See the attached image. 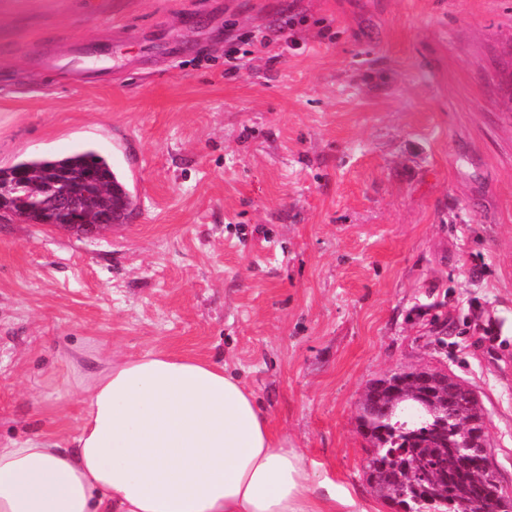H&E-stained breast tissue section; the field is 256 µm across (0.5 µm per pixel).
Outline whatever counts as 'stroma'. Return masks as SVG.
<instances>
[{"instance_id":"obj_1","label":"stroma","mask_w":512,"mask_h":512,"mask_svg":"<svg viewBox=\"0 0 512 512\" xmlns=\"http://www.w3.org/2000/svg\"><path fill=\"white\" fill-rule=\"evenodd\" d=\"M87 141L137 208L0 221V446L74 433L80 355L200 357L393 512L357 406L432 365L512 497V0H0V165ZM75 218L76 216L68 210H59L52 213H46L39 207H28L24 214L23 221H25L24 223L26 224H54L59 228L65 229L72 232L73 234L78 235L77 231L73 232L71 229L66 227V224H68L72 227H79L83 236L95 235L102 230V227L108 226V224H105L106 218L103 215H100L98 218L97 222L99 224H75Z\"/></svg>"}]
</instances>
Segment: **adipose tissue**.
I'll return each mask as SVG.
<instances>
[{"instance_id":"ef3b65f1","label":"adipose tissue","mask_w":512,"mask_h":512,"mask_svg":"<svg viewBox=\"0 0 512 512\" xmlns=\"http://www.w3.org/2000/svg\"><path fill=\"white\" fill-rule=\"evenodd\" d=\"M0 512H376L319 492L224 365L113 357L67 446L0 447Z\"/></svg>"}]
</instances>
